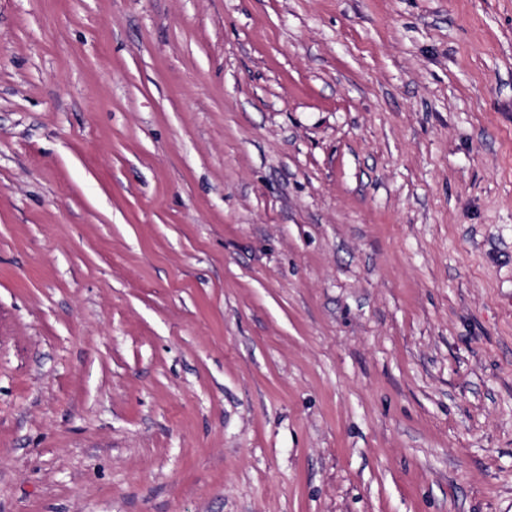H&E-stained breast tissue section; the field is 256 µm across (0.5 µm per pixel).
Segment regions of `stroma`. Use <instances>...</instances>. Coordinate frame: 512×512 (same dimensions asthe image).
I'll use <instances>...</instances> for the list:
<instances>
[{
    "label": "stroma",
    "mask_w": 512,
    "mask_h": 512,
    "mask_svg": "<svg viewBox=\"0 0 512 512\" xmlns=\"http://www.w3.org/2000/svg\"><path fill=\"white\" fill-rule=\"evenodd\" d=\"M0 512H512V0H0Z\"/></svg>",
    "instance_id": "1"
}]
</instances>
